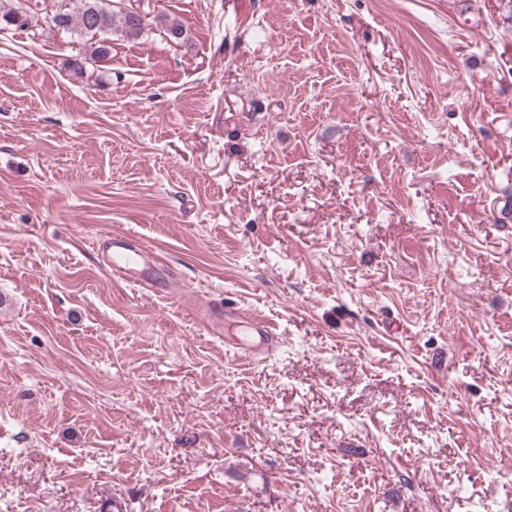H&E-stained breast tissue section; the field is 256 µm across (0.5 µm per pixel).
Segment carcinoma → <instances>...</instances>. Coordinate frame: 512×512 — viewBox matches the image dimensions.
<instances>
[{"label": "carcinoma", "mask_w": 512, "mask_h": 512, "mask_svg": "<svg viewBox=\"0 0 512 512\" xmlns=\"http://www.w3.org/2000/svg\"><path fill=\"white\" fill-rule=\"evenodd\" d=\"M28 21V14L19 12L15 0H0V25L24 27ZM50 22L64 32L91 39L87 52L98 61L107 59L111 46L97 36L118 32L127 40H136L146 26V20L135 18L134 5L115 10L110 0H76L73 8L57 10Z\"/></svg>", "instance_id": "obj_1"}]
</instances>
